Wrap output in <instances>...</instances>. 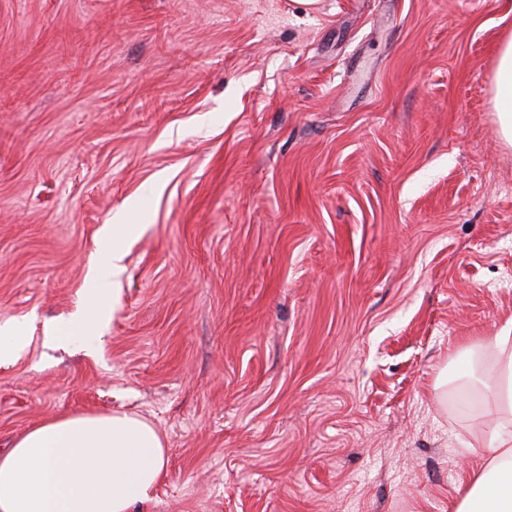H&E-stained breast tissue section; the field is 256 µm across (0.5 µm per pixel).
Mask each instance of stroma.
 I'll return each mask as SVG.
<instances>
[{"mask_svg":"<svg viewBox=\"0 0 512 512\" xmlns=\"http://www.w3.org/2000/svg\"><path fill=\"white\" fill-rule=\"evenodd\" d=\"M512 0H0V450L167 441L135 512H454L512 320ZM125 236L98 342H44ZM493 101L497 132L504 145L512 147V37L502 44L498 53ZM27 341L24 330L18 325L0 327V363L14 359Z\"/></svg>","mask_w":512,"mask_h":512,"instance_id":"35a3bbf8","label":"stroma"}]
</instances>
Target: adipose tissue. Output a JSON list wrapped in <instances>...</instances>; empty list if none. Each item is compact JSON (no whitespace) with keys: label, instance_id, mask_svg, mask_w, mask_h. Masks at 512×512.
<instances>
[{"label":"adipose tissue","instance_id":"1","mask_svg":"<svg viewBox=\"0 0 512 512\" xmlns=\"http://www.w3.org/2000/svg\"><path fill=\"white\" fill-rule=\"evenodd\" d=\"M493 101L497 132L512 147V37L498 53ZM131 224L106 229L83 310L48 341L90 339L115 298L123 271L116 238ZM498 354L494 393L512 415V321L490 341ZM166 449L145 418L127 414L62 415L0 451V512H133L149 503L164 473ZM456 512H512V430L496 427L478 455Z\"/></svg>","mask_w":512,"mask_h":512}]
</instances>
